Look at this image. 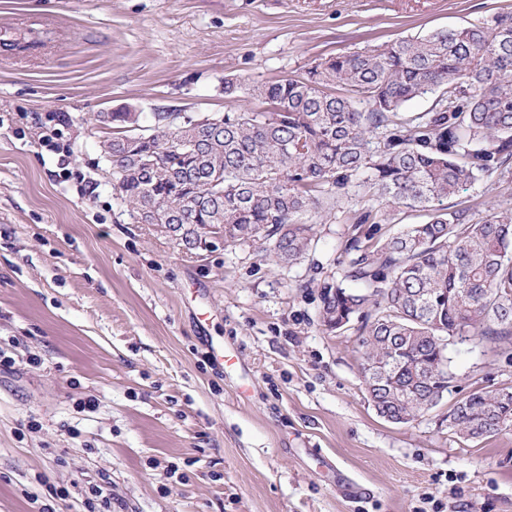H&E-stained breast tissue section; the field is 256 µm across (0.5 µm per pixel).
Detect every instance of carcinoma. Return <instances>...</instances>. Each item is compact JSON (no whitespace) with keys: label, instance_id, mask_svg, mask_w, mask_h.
<instances>
[{"label":"carcinoma","instance_id":"cac0c4a2","mask_svg":"<svg viewBox=\"0 0 512 512\" xmlns=\"http://www.w3.org/2000/svg\"><path fill=\"white\" fill-rule=\"evenodd\" d=\"M440 91L433 108L405 121L409 101ZM263 111L109 115L102 148L121 204L142 224L191 251L224 234V247L259 243L294 264L314 242L313 217L365 191L377 205L426 212L356 252L344 282L321 284L319 322L358 333L361 363L386 350L400 362L378 374L382 417L411 421L453 388L455 342L512 345V205L448 210L441 202L480 177L512 176V12L316 63L301 79H224V95ZM179 147L168 148L170 141ZM446 365L447 383L425 378ZM467 438L512 431V398L477 390L449 411Z\"/></svg>","mask_w":512,"mask_h":512}]
</instances>
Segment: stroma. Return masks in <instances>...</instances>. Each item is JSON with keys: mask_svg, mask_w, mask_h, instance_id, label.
Listing matches in <instances>:
<instances>
[{"mask_svg": "<svg viewBox=\"0 0 512 512\" xmlns=\"http://www.w3.org/2000/svg\"><path fill=\"white\" fill-rule=\"evenodd\" d=\"M512 0H0V512H512V431L448 429L470 390L512 386V351L452 349L422 417L381 418L355 331L318 322L364 211L342 198L305 258L193 253L118 199L111 112H251L224 80L300 78L368 45L482 23ZM71 164L61 169L59 160ZM512 201L480 180L451 209Z\"/></svg>", "mask_w": 512, "mask_h": 512, "instance_id": "35a3bbf8", "label": "stroma"}]
</instances>
